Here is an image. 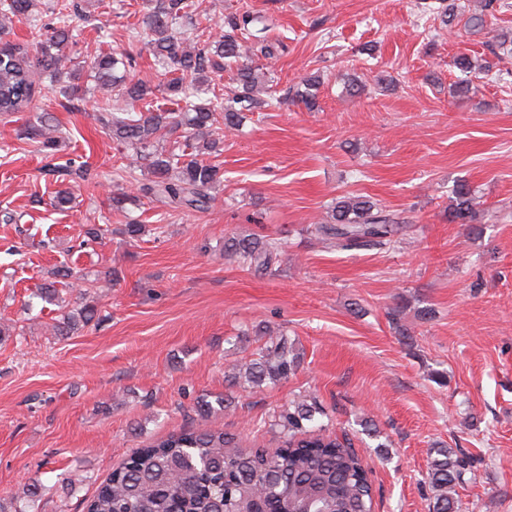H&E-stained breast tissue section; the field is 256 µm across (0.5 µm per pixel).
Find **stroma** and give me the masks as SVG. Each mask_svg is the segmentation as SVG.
Here are the masks:
<instances>
[{
    "mask_svg": "<svg viewBox=\"0 0 512 512\" xmlns=\"http://www.w3.org/2000/svg\"><path fill=\"white\" fill-rule=\"evenodd\" d=\"M245 1L251 32L284 43L271 61L279 102L225 132L224 183L205 212L184 215L135 182L123 189L138 204L112 210L108 176L130 151L99 122L90 75L81 99L42 79L28 109L0 114V507L34 484L32 512H83L136 448L184 430L275 449V416L307 399L351 438L373 512H429L437 443L474 461L476 481L457 489L463 512H512V58L494 54L512 0L472 30L435 20L438 0H203L208 35ZM81 5L76 64L117 49L134 78L165 82L134 29L143 0ZM462 51L493 66L466 93ZM312 73L314 112L287 97ZM352 77L362 92L348 91ZM43 112L57 120L54 152L26 136ZM69 158L87 178L54 173ZM460 183L480 203L472 227L448 220ZM65 189L72 203L54 207ZM347 195L410 222L391 247L338 250L307 227ZM133 219L145 225L135 239L123 232ZM91 224L101 239L88 240ZM232 235L281 247L247 270L224 255ZM63 264L91 282L86 298L64 282L59 301L40 297ZM86 302L95 319L56 335L63 309ZM281 334L295 374L259 386L234 376Z\"/></svg>",
    "mask_w": 512,
    "mask_h": 512,
    "instance_id": "stroma-1",
    "label": "stroma"
}]
</instances>
